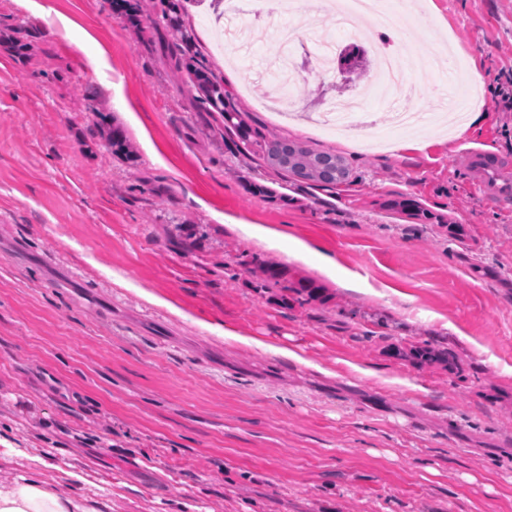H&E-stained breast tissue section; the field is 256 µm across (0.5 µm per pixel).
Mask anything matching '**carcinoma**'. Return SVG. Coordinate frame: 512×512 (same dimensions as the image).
I'll return each mask as SVG.
<instances>
[{
	"instance_id": "1",
	"label": "carcinoma",
	"mask_w": 512,
	"mask_h": 512,
	"mask_svg": "<svg viewBox=\"0 0 512 512\" xmlns=\"http://www.w3.org/2000/svg\"><path fill=\"white\" fill-rule=\"evenodd\" d=\"M197 81L204 92L201 101L225 115L228 114V95L225 94L224 88L203 73L197 75ZM265 160L273 167L313 182L337 184L347 181L350 177V171L341 157L314 153L298 145L278 140L268 142Z\"/></svg>"
}]
</instances>
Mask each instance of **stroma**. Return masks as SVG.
I'll list each match as a JSON object with an SVG mask.
<instances>
[{
	"instance_id": "35a3bbf8",
	"label": "stroma",
	"mask_w": 512,
	"mask_h": 512,
	"mask_svg": "<svg viewBox=\"0 0 512 512\" xmlns=\"http://www.w3.org/2000/svg\"><path fill=\"white\" fill-rule=\"evenodd\" d=\"M35 2L0 0V424L27 451L0 487L66 447L111 512H512V206L480 197L464 155L512 158L491 97L512 0H394L407 22L348 31L296 0L286 114L266 82L227 76L213 0ZM312 23L341 48L367 30L360 68L323 67ZM402 42L403 109L477 108L480 125L385 123L373 53ZM200 70L248 148L201 103ZM354 93L351 133L309 122ZM273 139L341 156L348 182L264 164Z\"/></svg>"
}]
</instances>
